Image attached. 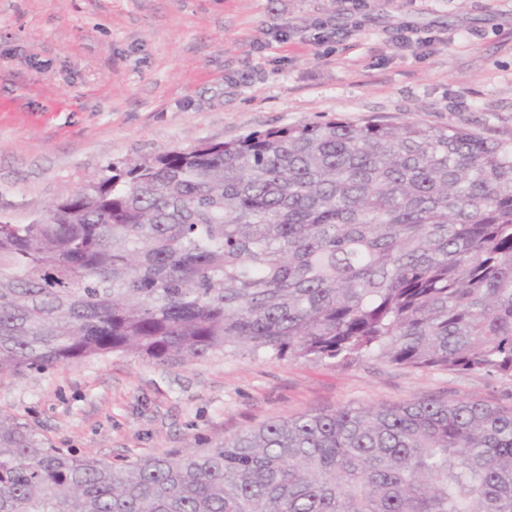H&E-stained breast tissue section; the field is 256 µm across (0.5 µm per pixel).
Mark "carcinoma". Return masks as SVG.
Masks as SVG:
<instances>
[{
    "instance_id": "1",
    "label": "carcinoma",
    "mask_w": 512,
    "mask_h": 512,
    "mask_svg": "<svg viewBox=\"0 0 512 512\" xmlns=\"http://www.w3.org/2000/svg\"><path fill=\"white\" fill-rule=\"evenodd\" d=\"M264 353L512 376V144L330 120L0 218V373ZM0 512H512V408L412 400L115 466L0 413Z\"/></svg>"
}]
</instances>
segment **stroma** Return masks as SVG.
<instances>
[{
	"mask_svg": "<svg viewBox=\"0 0 512 512\" xmlns=\"http://www.w3.org/2000/svg\"><path fill=\"white\" fill-rule=\"evenodd\" d=\"M338 120L512 143V0H0V216L112 162ZM512 408V376L265 354L119 353L0 376V412L120 464L414 399Z\"/></svg>",
	"mask_w": 512,
	"mask_h": 512,
	"instance_id": "stroma-1",
	"label": "stroma"
}]
</instances>
